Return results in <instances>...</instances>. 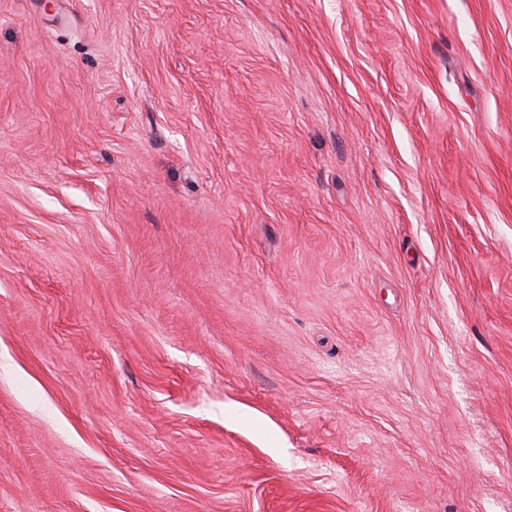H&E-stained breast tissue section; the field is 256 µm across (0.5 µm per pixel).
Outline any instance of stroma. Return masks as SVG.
Here are the masks:
<instances>
[{"instance_id":"obj_1","label":"stroma","mask_w":512,"mask_h":512,"mask_svg":"<svg viewBox=\"0 0 512 512\" xmlns=\"http://www.w3.org/2000/svg\"><path fill=\"white\" fill-rule=\"evenodd\" d=\"M0 512H512V0H0Z\"/></svg>"}]
</instances>
